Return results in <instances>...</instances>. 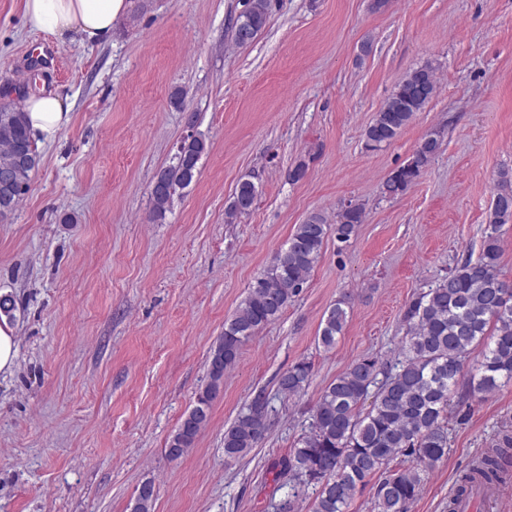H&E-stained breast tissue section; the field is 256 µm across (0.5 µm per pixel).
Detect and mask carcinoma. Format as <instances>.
<instances>
[{
  "label": "carcinoma",
  "instance_id": "carcinoma-1",
  "mask_svg": "<svg viewBox=\"0 0 512 512\" xmlns=\"http://www.w3.org/2000/svg\"><path fill=\"white\" fill-rule=\"evenodd\" d=\"M268 0H248L235 20L247 35L235 40L239 46L252 43L268 23ZM437 90L435 71L424 65L405 75L395 85L384 106L364 133L365 146L377 149L390 143L422 111ZM437 134L423 138L411 159L395 169L383 184L384 193L398 195L414 184L436 156ZM207 149L200 136L185 140L172 162L161 168L151 186L152 218H165L173 197L187 188L198 174V162ZM40 161L31 138L25 112L0 110V168H11L8 181L0 179V218L12 213L30 189ZM257 195L250 179L240 180L228 215L248 213ZM512 222V173H499L481 253L476 261L465 260L435 287L407 305L408 325L399 358L387 368L375 358L353 362L323 390L311 409L309 430L298 441L275 476L287 475L293 482L292 498L276 506V512H295L294 498L311 485L318 488L312 512H348L359 489L372 478L377 512H409L421 490L427 469L448 456V406L459 385L463 365L474 351L480 360L467 380L466 392L484 395L512 382V282L498 271L501 226ZM362 223V210L346 207L336 224L315 212L296 225L284 248L255 278L235 315L224 324V335L209 356L210 381L196 404L182 418L167 441L165 454L181 459L195 445L211 419L224 372L239 359L246 340L275 321L302 290L317 264L328 231L346 243ZM351 299L336 300L324 314L319 340L327 348L336 344L348 322ZM312 368L299 361L278 379V392L286 399L300 395L309 383ZM269 425V402L258 394L238 413L224 431V456L245 457ZM512 448V436L485 455L477 469L460 477L458 493L477 479H504L501 461ZM410 464L389 469L398 457ZM154 486L144 483L137 492L132 512H153Z\"/></svg>",
  "mask_w": 512,
  "mask_h": 512
}]
</instances>
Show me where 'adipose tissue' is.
Segmentation results:
<instances>
[{"label":"adipose tissue","instance_id":"ef3b65f1","mask_svg":"<svg viewBox=\"0 0 512 512\" xmlns=\"http://www.w3.org/2000/svg\"><path fill=\"white\" fill-rule=\"evenodd\" d=\"M128 7V0H23L22 9L24 23L33 31L58 38L76 33L95 44L111 39L114 23ZM22 109L39 143L54 141L71 120L69 103L53 93L29 95Z\"/></svg>","mask_w":512,"mask_h":512}]
</instances>
